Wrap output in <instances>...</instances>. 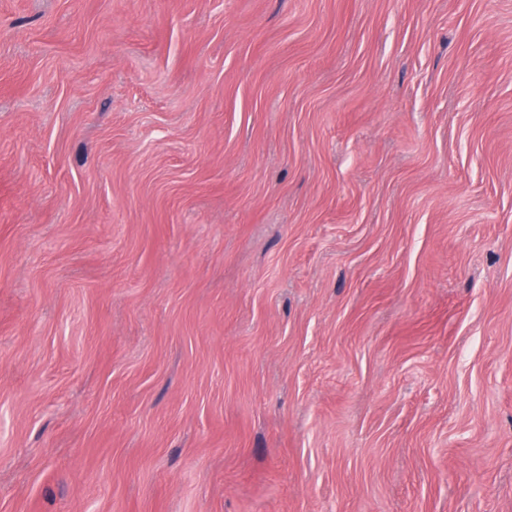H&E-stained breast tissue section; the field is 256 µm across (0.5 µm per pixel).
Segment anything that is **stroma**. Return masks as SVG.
I'll use <instances>...</instances> for the list:
<instances>
[{
    "instance_id": "35a3bbf8",
    "label": "stroma",
    "mask_w": 512,
    "mask_h": 512,
    "mask_svg": "<svg viewBox=\"0 0 512 512\" xmlns=\"http://www.w3.org/2000/svg\"><path fill=\"white\" fill-rule=\"evenodd\" d=\"M0 512H512V0H0Z\"/></svg>"
}]
</instances>
